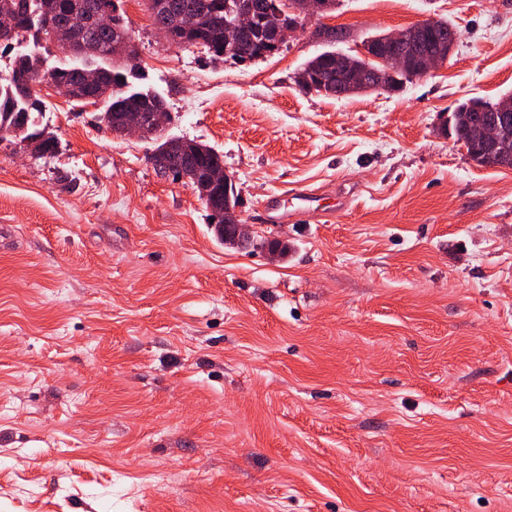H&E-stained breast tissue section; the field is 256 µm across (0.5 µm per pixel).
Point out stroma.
Segmentation results:
<instances>
[{
  "instance_id": "35a3bbf8",
  "label": "stroma",
  "mask_w": 512,
  "mask_h": 512,
  "mask_svg": "<svg viewBox=\"0 0 512 512\" xmlns=\"http://www.w3.org/2000/svg\"><path fill=\"white\" fill-rule=\"evenodd\" d=\"M122 8L131 90L223 154L255 241L43 89L55 153L0 140V512H512V169L440 130L512 95V0H339L245 64ZM439 17L453 53L398 92L294 83ZM336 55L346 54L336 53L333 51L321 53L309 60L298 73V75L301 72H314L318 74L321 80L320 86L326 90L323 95L319 94L320 96H334L336 98H341L336 96V85L338 82L342 81L344 75L339 74L336 78ZM329 90H331L332 93H329Z\"/></svg>"
}]
</instances>
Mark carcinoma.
I'll return each instance as SVG.
<instances>
[{
    "label": "carcinoma",
    "mask_w": 512,
    "mask_h": 512,
    "mask_svg": "<svg viewBox=\"0 0 512 512\" xmlns=\"http://www.w3.org/2000/svg\"><path fill=\"white\" fill-rule=\"evenodd\" d=\"M157 8L149 11L153 24L174 26L181 16H191L200 23L199 34L184 48H202L215 58L224 56V0H155ZM254 17L251 34L245 41L246 60L250 61L264 56L276 49L269 42L268 29L274 24L277 0H245ZM112 14V25L103 27L98 23V16L104 12ZM11 13L22 18V25L16 32L14 42L20 40L38 43L49 40L48 31L42 25V18L47 17L59 22L69 14L82 15L87 24L74 32L72 41L81 49L91 51L81 65L57 68L49 74L41 71L40 60L30 54L15 57L12 68L6 74H0V139L18 138L25 142L32 139L37 131V122L42 115L45 101L34 88L38 81L50 79L65 80L75 88L72 101L87 104L85 96L92 95L104 104L103 112L108 127H113V118L127 111L129 101L140 96L138 92H129V79L140 72L138 64L113 65L111 53L113 46L124 35L130 34V28L124 15L115 4V0H0V14ZM458 39L456 29L448 21L439 19L436 27L429 29L422 36V44L437 45L448 40ZM86 70L98 73L99 82L90 90L83 85ZM304 72H314L320 77V86L326 90L324 96L336 91V85L343 75L336 74V53L324 52L309 60L302 68ZM490 105L479 98H469L460 103L451 113L450 123L454 139L467 138L468 129L476 113L475 105ZM162 140L155 151L148 157L155 170L163 175H170L178 180L181 176H192L193 170L178 153L163 151L164 144L180 141L178 137H153ZM473 160L480 167L507 165L512 168V155L490 158L479 150L473 152ZM199 165H212L224 162V155L206 144H199L195 153Z\"/></svg>",
    "instance_id": "1"
}]
</instances>
